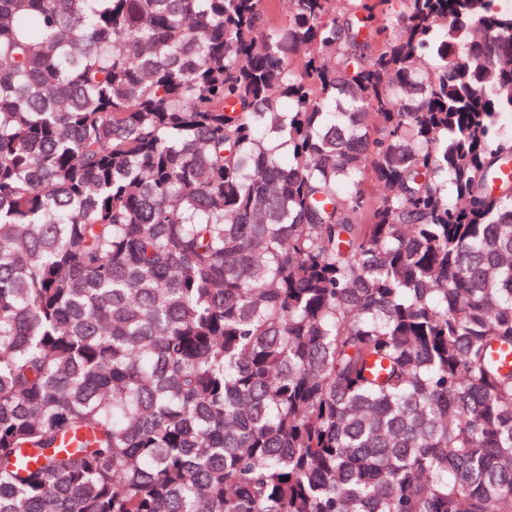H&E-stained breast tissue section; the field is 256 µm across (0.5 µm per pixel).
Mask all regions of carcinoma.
<instances>
[{
    "label": "carcinoma",
    "instance_id": "carcinoma-1",
    "mask_svg": "<svg viewBox=\"0 0 512 512\" xmlns=\"http://www.w3.org/2000/svg\"><path fill=\"white\" fill-rule=\"evenodd\" d=\"M274 2L0 0V512H512V6Z\"/></svg>",
    "mask_w": 512,
    "mask_h": 512
}]
</instances>
